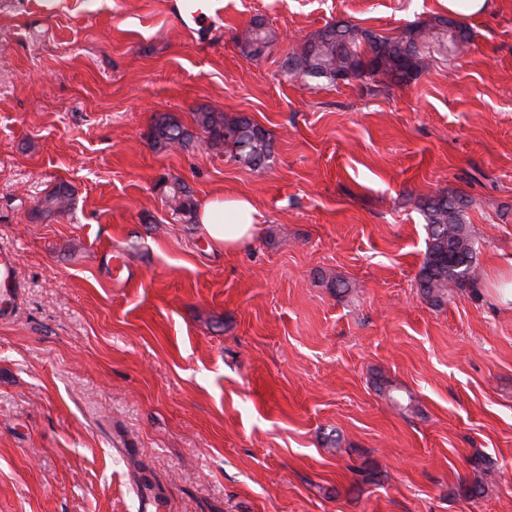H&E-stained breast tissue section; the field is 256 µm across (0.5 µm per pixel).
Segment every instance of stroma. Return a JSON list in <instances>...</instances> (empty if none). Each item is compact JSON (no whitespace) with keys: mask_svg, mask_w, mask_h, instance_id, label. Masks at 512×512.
Segmentation results:
<instances>
[{"mask_svg":"<svg viewBox=\"0 0 512 512\" xmlns=\"http://www.w3.org/2000/svg\"><path fill=\"white\" fill-rule=\"evenodd\" d=\"M213 2L191 31L180 0H0V512H512V0L404 85L282 63L333 21L394 35L444 0ZM256 20L278 38L249 59ZM201 107L268 132V165L152 148L156 117ZM175 178L252 197V241L211 247ZM61 183L71 209L41 214ZM441 192L476 257L437 308L414 201ZM164 195L174 211L189 216V219L196 217L197 203L181 180L175 179L172 185L165 188Z\"/></svg>","mask_w":512,"mask_h":512,"instance_id":"obj_1","label":"stroma"}]
</instances>
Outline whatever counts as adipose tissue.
<instances>
[{
    "instance_id": "ef3b65f1",
    "label": "adipose tissue",
    "mask_w": 512,
    "mask_h": 512,
    "mask_svg": "<svg viewBox=\"0 0 512 512\" xmlns=\"http://www.w3.org/2000/svg\"><path fill=\"white\" fill-rule=\"evenodd\" d=\"M199 214L210 243L228 252L254 238L261 218L255 202L243 193L216 194L202 204Z\"/></svg>"
}]
</instances>
